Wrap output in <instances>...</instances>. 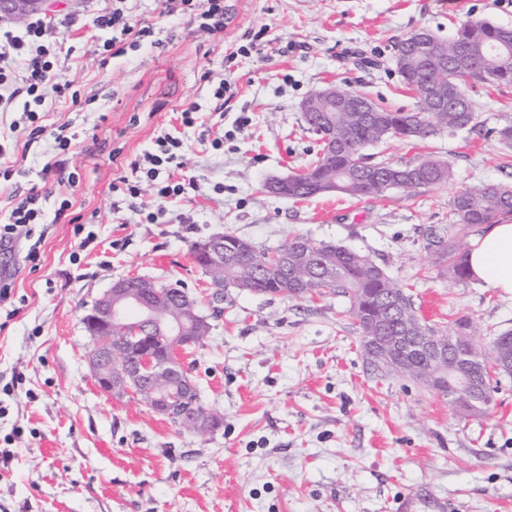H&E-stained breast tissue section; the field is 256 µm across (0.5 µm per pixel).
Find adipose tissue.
<instances>
[{
    "mask_svg": "<svg viewBox=\"0 0 512 512\" xmlns=\"http://www.w3.org/2000/svg\"><path fill=\"white\" fill-rule=\"evenodd\" d=\"M468 264L483 287L512 295V223L491 225L472 243Z\"/></svg>",
    "mask_w": 512,
    "mask_h": 512,
    "instance_id": "ef3b65f1",
    "label": "adipose tissue"
}]
</instances>
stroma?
Segmentation results:
<instances>
[{
    "instance_id": "obj_1",
    "label": "stroma",
    "mask_w": 512,
    "mask_h": 512,
    "mask_svg": "<svg viewBox=\"0 0 512 512\" xmlns=\"http://www.w3.org/2000/svg\"><path fill=\"white\" fill-rule=\"evenodd\" d=\"M224 3L225 28L211 35L185 18L160 20V0H133L134 22L160 23L163 45L119 58L103 56L108 33L93 23L112 0H58L48 14L75 18L61 31L58 68L82 103L50 95L39 112L48 130L68 123L80 135L62 167L78 179L70 200L94 241L80 248L50 199L38 269L23 251L0 249L20 300L0 330V448L13 452L0 467V512H512V377H499L488 415L463 420L420 380L373 372L347 298L228 288L216 317L190 253L228 232L269 249L297 237L340 244L382 265L423 322L445 329L469 320L489 350L512 330V296L454 281L428 243L433 232L457 240L453 196L481 182L512 186V152L491 133L512 119V86L469 89L473 129L372 149L393 162L441 159L451 168L446 182L379 200L331 192L304 201L273 196L265 184L320 157L300 111L310 93L332 82L411 109L393 61L397 41L423 29L445 39L466 21L512 27V0ZM257 31L263 54L237 55ZM223 79L233 96L220 105L211 87ZM192 104L204 124L230 131L220 150L201 144V126L181 124ZM243 112L250 123L234 130ZM166 132L185 145L168 174L194 180L195 191L164 205L145 189L139 206L164 212L155 224L125 207L113 212V181ZM52 149L47 137L15 152L26 175L0 181V223L16 189L58 191L55 177L41 174ZM129 274L179 284L212 315L209 337L185 362L202 405L221 418L214 431L190 432L140 399L97 389L82 317Z\"/></svg>"
}]
</instances>
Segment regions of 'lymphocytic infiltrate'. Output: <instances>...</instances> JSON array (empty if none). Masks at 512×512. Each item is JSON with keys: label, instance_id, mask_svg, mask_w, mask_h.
Wrapping results in <instances>:
<instances>
[{"label": "lymphocytic infiltrate", "instance_id": "lymphocytic-infiltrate-1", "mask_svg": "<svg viewBox=\"0 0 512 512\" xmlns=\"http://www.w3.org/2000/svg\"><path fill=\"white\" fill-rule=\"evenodd\" d=\"M162 15L189 18L207 33L217 34L224 30L226 9L224 0H162ZM98 27L110 30L112 36L104 42L103 49L109 55L120 57L141 46L152 38L155 30L150 26L134 23L128 0H112V7L96 17ZM57 24L37 17L24 28L23 35L4 31L6 45L0 50V112L7 111L19 96L31 97L35 107L25 110L28 122L26 145L41 140L46 132L36 110L47 93L70 97L72 104H79L80 95L72 91L70 82L64 80L56 66L62 49L58 39ZM155 151L129 163V175L120 177L112 186V192L122 200L134 202L144 186H151L158 198L166 202L181 200L187 195L190 185L186 182L162 179L161 173L177 162L184 143L171 134L158 136ZM43 196L37 187H30L25 196L14 200L6 223L0 225V247L16 243L26 247L25 259L37 263L40 259L42 240L36 228L42 216Z\"/></svg>", "mask_w": 512, "mask_h": 512}]
</instances>
